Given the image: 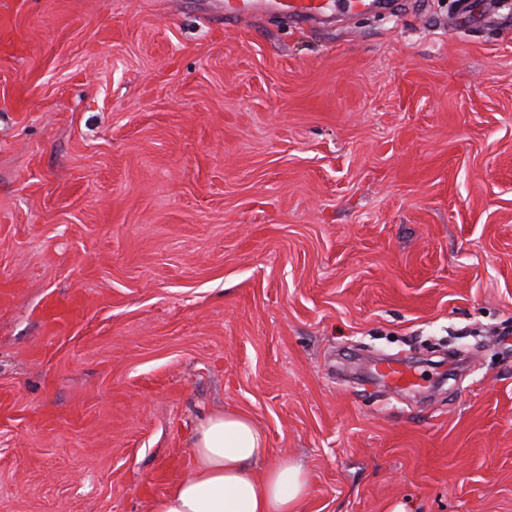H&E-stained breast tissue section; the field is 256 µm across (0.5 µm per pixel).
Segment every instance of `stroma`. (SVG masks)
Masks as SVG:
<instances>
[{"mask_svg":"<svg viewBox=\"0 0 512 512\" xmlns=\"http://www.w3.org/2000/svg\"><path fill=\"white\" fill-rule=\"evenodd\" d=\"M472 2L0 0V512H151L223 410L299 512H512V0ZM383 3L379 0H221L218 1V8L221 15H224L225 26L241 17L266 11L276 12L297 24H303L326 16L329 12L371 11Z\"/></svg>","mask_w":512,"mask_h":512,"instance_id":"35a3bbf8","label":"stroma"}]
</instances>
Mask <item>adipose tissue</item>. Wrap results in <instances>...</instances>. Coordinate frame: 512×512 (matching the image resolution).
<instances>
[{
  "mask_svg": "<svg viewBox=\"0 0 512 512\" xmlns=\"http://www.w3.org/2000/svg\"><path fill=\"white\" fill-rule=\"evenodd\" d=\"M268 455L264 434L248 416L209 414L191 436L187 475L153 499L151 512H299L307 471Z\"/></svg>",
  "mask_w": 512,
  "mask_h": 512,
  "instance_id": "obj_1",
  "label": "adipose tissue"
}]
</instances>
